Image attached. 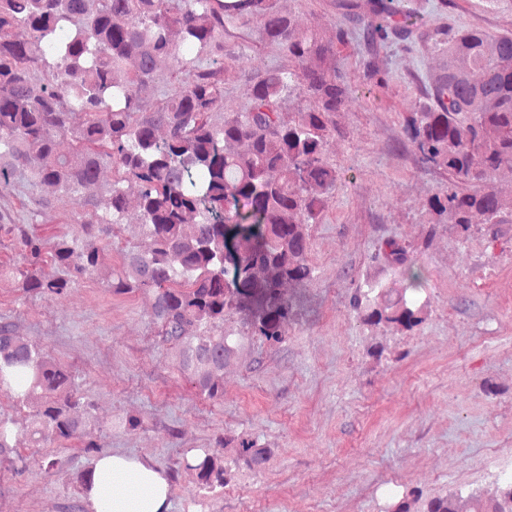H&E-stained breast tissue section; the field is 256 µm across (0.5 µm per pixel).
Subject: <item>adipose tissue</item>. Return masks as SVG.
<instances>
[{
  "label": "adipose tissue",
  "mask_w": 512,
  "mask_h": 512,
  "mask_svg": "<svg viewBox=\"0 0 512 512\" xmlns=\"http://www.w3.org/2000/svg\"><path fill=\"white\" fill-rule=\"evenodd\" d=\"M88 500L93 512H170L169 483L161 472L122 455L93 464Z\"/></svg>",
  "instance_id": "obj_1"
}]
</instances>
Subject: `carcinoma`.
Listing matches in <instances>:
<instances>
[{
    "instance_id": "carcinoma-1",
    "label": "carcinoma",
    "mask_w": 512,
    "mask_h": 512,
    "mask_svg": "<svg viewBox=\"0 0 512 512\" xmlns=\"http://www.w3.org/2000/svg\"><path fill=\"white\" fill-rule=\"evenodd\" d=\"M343 7L372 48L416 38L446 56L428 77L426 100L402 123L419 162L448 176L422 203L430 223L452 224L464 239L474 233L476 214L486 225L502 223L492 179L512 167V33L431 31L409 14L399 18L397 0ZM253 23L296 67L257 77L245 110L217 124L212 114L223 106L228 67L203 61L223 51L224 36ZM17 29L28 38H17ZM347 36L340 27L329 43L313 27L299 30L275 0H0V185L19 175L34 188L75 194L103 167L113 171L102 199L86 201L84 219L51 247L30 225H12L22 252L11 269L17 288L57 296L91 276L126 223L128 191L135 189L136 220L151 246L127 252L109 288L153 293L151 323L177 370L200 397L223 399L224 369L241 347L224 323L243 315L247 336L280 347L296 316L282 286L313 278L310 226L320 223L340 181L326 145L341 135L336 112L352 89L336 64ZM165 57L193 79L148 110L139 91ZM40 71L49 78L37 79ZM290 89L309 106L285 123L280 100ZM74 112L86 115L79 127L70 123ZM59 138L70 139L71 153L57 151ZM47 260L61 271L50 280L40 275ZM370 261L399 286L378 277L357 283L350 306L359 323L401 332L424 324L429 305L412 248L387 239ZM0 392L30 409L31 439L82 436L86 453L102 451L74 375L11 322L0 323ZM14 436V420L1 415L0 448L12 447ZM271 456L255 438L228 436L184 465L213 490L233 480L238 463L260 470ZM417 499L414 490L395 495L383 512H411ZM423 512H512V482L492 497H432Z\"/></svg>"
}]
</instances>
